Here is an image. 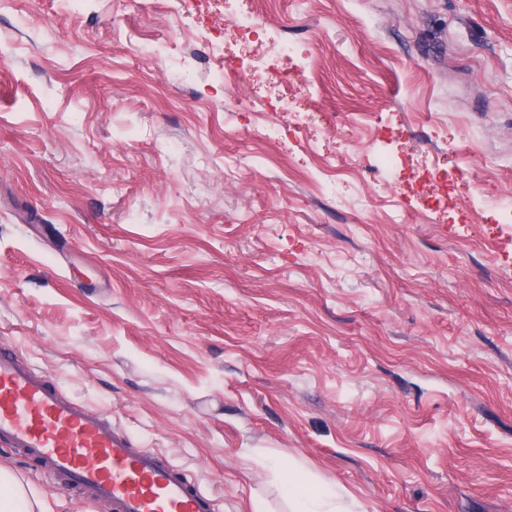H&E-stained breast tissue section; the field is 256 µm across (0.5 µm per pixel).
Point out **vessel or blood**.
<instances>
[{
  "label": "vessel or blood",
  "mask_w": 512,
  "mask_h": 512,
  "mask_svg": "<svg viewBox=\"0 0 512 512\" xmlns=\"http://www.w3.org/2000/svg\"><path fill=\"white\" fill-rule=\"evenodd\" d=\"M0 444L108 512H216L214 498L171 459L137 447L120 425L76 402L0 346Z\"/></svg>",
  "instance_id": "b4317fda"
}]
</instances>
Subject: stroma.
<instances>
[{"label": "stroma", "instance_id": "1", "mask_svg": "<svg viewBox=\"0 0 512 512\" xmlns=\"http://www.w3.org/2000/svg\"><path fill=\"white\" fill-rule=\"evenodd\" d=\"M285 35V89L225 85L224 54ZM506 193L512 0H0V344L219 512H286L289 478L512 512Z\"/></svg>", "mask_w": 512, "mask_h": 512}]
</instances>
